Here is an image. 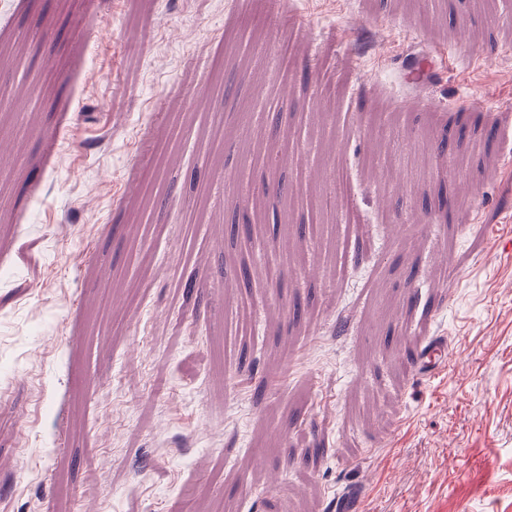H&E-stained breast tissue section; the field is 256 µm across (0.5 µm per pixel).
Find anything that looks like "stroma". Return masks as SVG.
I'll return each mask as SVG.
<instances>
[{
	"mask_svg": "<svg viewBox=\"0 0 512 512\" xmlns=\"http://www.w3.org/2000/svg\"><path fill=\"white\" fill-rule=\"evenodd\" d=\"M1 42L0 512H512V0H0Z\"/></svg>",
	"mask_w": 512,
	"mask_h": 512,
	"instance_id": "obj_1",
	"label": "stroma"
}]
</instances>
